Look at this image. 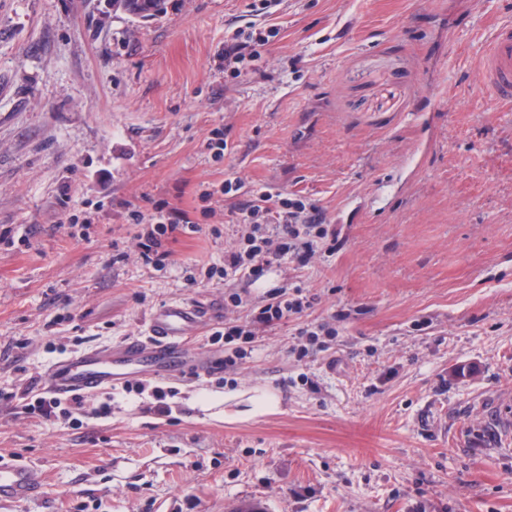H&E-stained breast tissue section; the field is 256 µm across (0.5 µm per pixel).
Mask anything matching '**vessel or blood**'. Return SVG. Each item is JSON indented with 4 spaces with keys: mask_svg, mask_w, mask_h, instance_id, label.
Returning <instances> with one entry per match:
<instances>
[{
    "mask_svg": "<svg viewBox=\"0 0 512 512\" xmlns=\"http://www.w3.org/2000/svg\"><path fill=\"white\" fill-rule=\"evenodd\" d=\"M482 88L499 103L512 105V25L501 26L492 36L476 66ZM197 305L174 302L152 312L147 333L109 348H91L55 363L46 376L48 392L68 396L115 389L131 372L153 377H173L192 372L211 373V362L187 366L184 339L202 321ZM43 482L39 472L17 460L0 459V504L27 501L39 496Z\"/></svg>",
    "mask_w": 512,
    "mask_h": 512,
    "instance_id": "b4317fda",
    "label": "vessel or blood"
}]
</instances>
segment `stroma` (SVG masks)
Wrapping results in <instances>:
<instances>
[{"label": "stroma", "instance_id": "stroma-1", "mask_svg": "<svg viewBox=\"0 0 512 512\" xmlns=\"http://www.w3.org/2000/svg\"><path fill=\"white\" fill-rule=\"evenodd\" d=\"M253 2L0 0V457L44 477L0 512H512V107L475 75L512 0ZM239 33L268 42L232 71ZM256 189L320 206L335 250L209 277ZM159 210L196 226L163 267L132 220ZM281 286L307 316L225 366L214 333ZM176 301L206 308L185 350L214 373L24 410L53 363ZM165 0H112V7L131 16H151L164 10ZM157 16V15H154Z\"/></svg>", "mask_w": 512, "mask_h": 512}]
</instances>
